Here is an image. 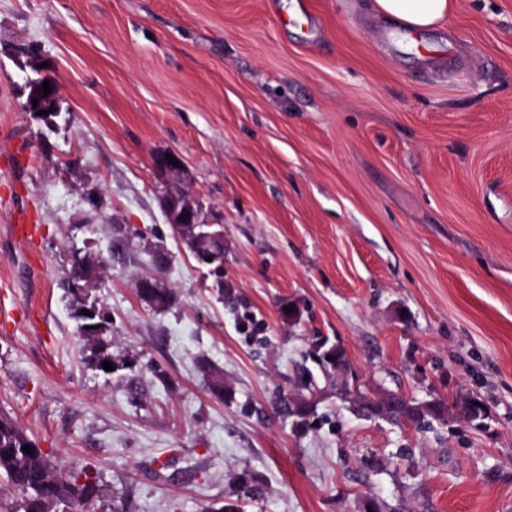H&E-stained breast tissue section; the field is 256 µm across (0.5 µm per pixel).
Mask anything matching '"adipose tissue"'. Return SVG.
<instances>
[{
  "mask_svg": "<svg viewBox=\"0 0 512 512\" xmlns=\"http://www.w3.org/2000/svg\"><path fill=\"white\" fill-rule=\"evenodd\" d=\"M373 8L396 27L426 33L447 26L456 0H374Z\"/></svg>",
  "mask_w": 512,
  "mask_h": 512,
  "instance_id": "ef3b65f1",
  "label": "adipose tissue"
}]
</instances>
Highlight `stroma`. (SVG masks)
<instances>
[{
  "instance_id": "35a3bbf8",
  "label": "stroma",
  "mask_w": 512,
  "mask_h": 512,
  "mask_svg": "<svg viewBox=\"0 0 512 512\" xmlns=\"http://www.w3.org/2000/svg\"><path fill=\"white\" fill-rule=\"evenodd\" d=\"M0 147L22 151L0 174V415L108 512H512V0L407 39L371 0H0ZM162 151L223 225L221 269L167 224ZM116 243L91 292L128 360L108 375L68 286ZM156 250L160 313L135 292ZM320 337L362 392L489 415L396 427L322 386V422L293 429L273 402Z\"/></svg>"
}]
</instances>
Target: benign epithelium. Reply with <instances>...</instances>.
<instances>
[{
    "mask_svg": "<svg viewBox=\"0 0 512 512\" xmlns=\"http://www.w3.org/2000/svg\"><path fill=\"white\" fill-rule=\"evenodd\" d=\"M171 157L178 161V165L169 163L164 152L152 156V167L165 186L161 197L162 209L174 233L183 239H190L198 258L205 260L209 254L202 252L203 246L211 241L224 242V225L208 221L200 197L189 186L184 160L175 152L171 153ZM350 373L349 362L336 361V393L347 400L357 414L375 415L394 398L389 390L371 395L360 394L358 386L349 383Z\"/></svg>",
    "mask_w": 512,
    "mask_h": 512,
    "instance_id": "benign-epithelium-1",
    "label": "benign epithelium"
}]
</instances>
